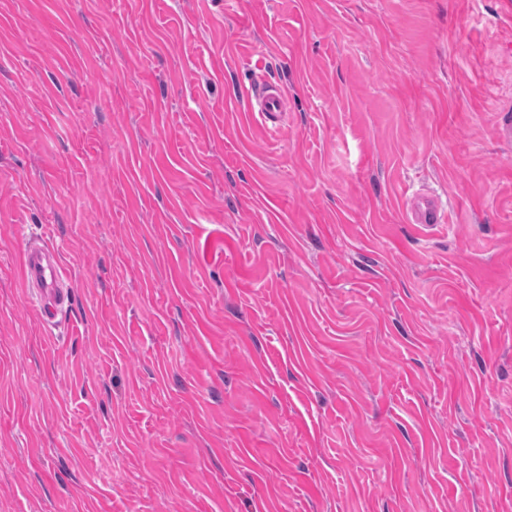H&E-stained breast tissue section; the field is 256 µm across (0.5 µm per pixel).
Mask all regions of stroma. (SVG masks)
I'll return each instance as SVG.
<instances>
[{
    "instance_id": "1",
    "label": "stroma",
    "mask_w": 512,
    "mask_h": 512,
    "mask_svg": "<svg viewBox=\"0 0 512 512\" xmlns=\"http://www.w3.org/2000/svg\"><path fill=\"white\" fill-rule=\"evenodd\" d=\"M510 108L512 0H0V512H512ZM252 111L258 112L263 126L267 129L278 127L284 112L285 97L279 85L267 82L254 91ZM410 214L414 224H422L426 228L445 224L448 220L439 201L428 196H415L411 200ZM21 278L26 288L38 291L48 300V311L53 312L63 304L61 268L48 248L33 245L25 252Z\"/></svg>"
}]
</instances>
